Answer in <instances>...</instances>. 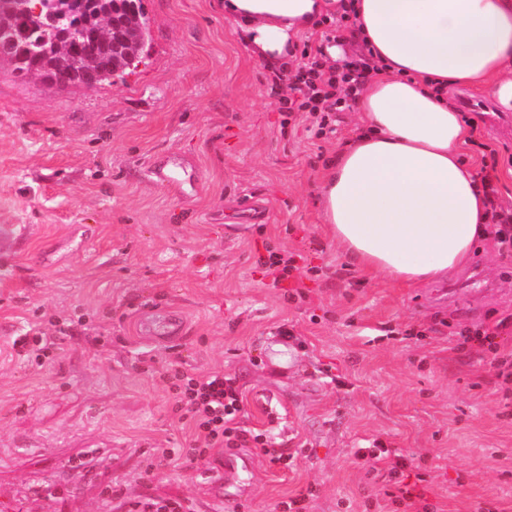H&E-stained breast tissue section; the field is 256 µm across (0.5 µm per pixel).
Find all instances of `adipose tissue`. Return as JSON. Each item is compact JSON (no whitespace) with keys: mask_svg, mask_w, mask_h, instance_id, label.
Here are the masks:
<instances>
[{"mask_svg":"<svg viewBox=\"0 0 512 512\" xmlns=\"http://www.w3.org/2000/svg\"><path fill=\"white\" fill-rule=\"evenodd\" d=\"M343 13L384 71L356 99L365 131L323 178L324 221L368 269L406 284L448 278L490 211L445 93L490 84L512 111V0H224L225 18L272 67L299 34Z\"/></svg>","mask_w":512,"mask_h":512,"instance_id":"adipose-tissue-1","label":"adipose tissue"}]
</instances>
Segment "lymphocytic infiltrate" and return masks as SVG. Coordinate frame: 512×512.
I'll return each instance as SVG.
<instances>
[{
    "label": "lymphocytic infiltrate",
    "instance_id": "f902f5d3",
    "mask_svg": "<svg viewBox=\"0 0 512 512\" xmlns=\"http://www.w3.org/2000/svg\"><path fill=\"white\" fill-rule=\"evenodd\" d=\"M331 24L332 31L321 32L315 39L302 40L295 68L274 69L267 76L272 90L280 96L281 115L300 114L319 137L332 132L337 113L351 111L357 91L380 72L369 52L360 53L340 67L328 65L323 53L325 42L343 39L353 31L346 13L333 17ZM55 326L56 333L52 336L38 329L33 335L15 337L12 350L28 362L43 364L58 340L70 336L73 322L60 316ZM164 370L180 417L195 432V446L186 449V456L207 455L216 448H258L270 463L287 464V454L274 447L264 433L239 426L238 419L244 411L243 393L234 377L220 371L197 374L186 368L178 355L167 360ZM355 456L372 469L379 463H386V494L392 504L406 510L413 506L411 458L400 455L389 459L387 450L382 447L360 448Z\"/></svg>",
    "mask_w": 512,
    "mask_h": 512
}]
</instances>
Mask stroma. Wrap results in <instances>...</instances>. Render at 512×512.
<instances>
[{"label":"stroma","instance_id":"obj_1","mask_svg":"<svg viewBox=\"0 0 512 512\" xmlns=\"http://www.w3.org/2000/svg\"><path fill=\"white\" fill-rule=\"evenodd\" d=\"M142 5L144 59L112 82L58 90L0 64V501L127 512L135 499L179 498L189 512H224L210 489L220 456L165 459L145 475L154 451L194 444L161 372L177 351L197 373L235 376L242 427L294 457L284 469L252 449L240 512H280L307 488L311 512H392L382 472L353 457L375 440L414 457L436 512H512V411L486 354L449 331L508 320L498 341L512 353V259L488 237L443 282L366 273L318 203L355 113L325 137L281 126L224 0ZM477 134L497 151L498 201L512 207V136L483 123ZM167 150L195 166L194 198L152 183L148 166ZM252 199L266 216L242 223ZM283 250L300 261L275 287L263 263ZM151 309L182 312L181 337L141 336ZM54 316L82 325L52 364L12 356V337ZM284 324L299 339L288 370L267 359Z\"/></svg>","mask_w":512,"mask_h":512}]
</instances>
